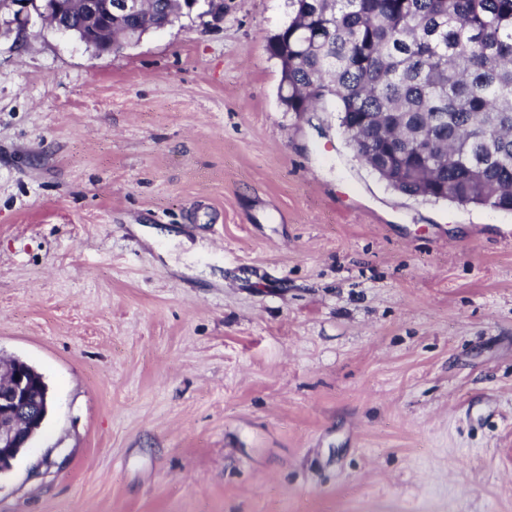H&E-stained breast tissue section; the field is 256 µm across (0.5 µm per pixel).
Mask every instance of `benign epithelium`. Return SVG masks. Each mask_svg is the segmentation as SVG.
Wrapping results in <instances>:
<instances>
[{
    "label": "benign epithelium",
    "mask_w": 512,
    "mask_h": 512,
    "mask_svg": "<svg viewBox=\"0 0 512 512\" xmlns=\"http://www.w3.org/2000/svg\"><path fill=\"white\" fill-rule=\"evenodd\" d=\"M12 1L29 3L45 22L58 23L60 0H0V7ZM147 0H72L80 15V41L92 44L93 38L107 49L120 46L112 37V23L143 18ZM49 395L31 382L30 372L17 360L0 371V472L9 468L20 449L26 447L40 428L48 411Z\"/></svg>",
    "instance_id": "1"
}]
</instances>
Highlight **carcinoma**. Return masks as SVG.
<instances>
[{"instance_id":"carcinoma-1","label":"carcinoma","mask_w":512,"mask_h":512,"mask_svg":"<svg viewBox=\"0 0 512 512\" xmlns=\"http://www.w3.org/2000/svg\"><path fill=\"white\" fill-rule=\"evenodd\" d=\"M151 18L179 0H153ZM268 39L289 112L337 102L379 177L512 211V0H289Z\"/></svg>"}]
</instances>
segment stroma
Returning a JSON list of instances; mask_svg holds the SVG:
<instances>
[{
	"instance_id": "35a3bbf8",
	"label": "stroma",
	"mask_w": 512,
	"mask_h": 512,
	"mask_svg": "<svg viewBox=\"0 0 512 512\" xmlns=\"http://www.w3.org/2000/svg\"><path fill=\"white\" fill-rule=\"evenodd\" d=\"M0 9V355L51 410L0 512H512V212L288 112V0L98 55Z\"/></svg>"
}]
</instances>
